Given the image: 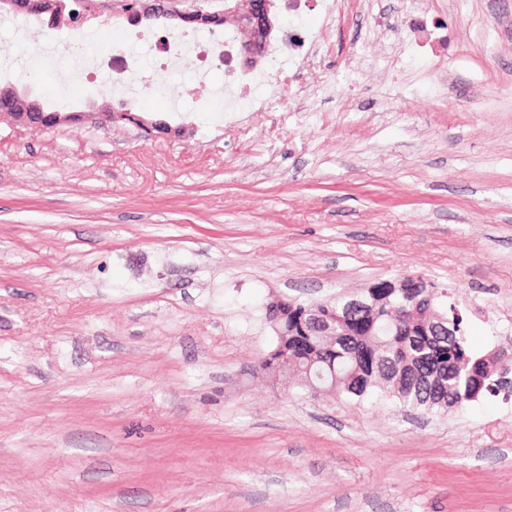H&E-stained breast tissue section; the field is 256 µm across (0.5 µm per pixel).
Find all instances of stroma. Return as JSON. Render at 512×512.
Here are the masks:
<instances>
[{
  "label": "stroma",
  "instance_id": "obj_1",
  "mask_svg": "<svg viewBox=\"0 0 512 512\" xmlns=\"http://www.w3.org/2000/svg\"><path fill=\"white\" fill-rule=\"evenodd\" d=\"M0 30V85L120 106L133 27ZM444 49L403 51L404 0H345L307 98L189 127L0 124V512H512V393L459 411L351 405L259 370L274 298L435 284L471 347L512 339V0H424ZM56 36L53 54L34 44ZM104 56L68 83L72 52Z\"/></svg>",
  "mask_w": 512,
  "mask_h": 512
}]
</instances>
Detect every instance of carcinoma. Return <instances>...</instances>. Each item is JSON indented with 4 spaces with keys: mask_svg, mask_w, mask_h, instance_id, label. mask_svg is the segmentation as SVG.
<instances>
[{
    "mask_svg": "<svg viewBox=\"0 0 512 512\" xmlns=\"http://www.w3.org/2000/svg\"><path fill=\"white\" fill-rule=\"evenodd\" d=\"M389 288L353 294L332 304L336 335L323 336L301 324L308 306L294 304L287 317L272 323L277 344L271 358L288 365L303 387L319 389L348 402L389 400L424 411L463 409L487 393L512 388L500 381L495 362L474 351L463 317L445 307L436 288L419 280L411 301L389 279Z\"/></svg>",
    "mask_w": 512,
    "mask_h": 512,
    "instance_id": "cac0c4a2",
    "label": "carcinoma"
}]
</instances>
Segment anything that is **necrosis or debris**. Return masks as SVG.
<instances>
[{
	"mask_svg": "<svg viewBox=\"0 0 512 512\" xmlns=\"http://www.w3.org/2000/svg\"><path fill=\"white\" fill-rule=\"evenodd\" d=\"M129 41L147 43L154 55L148 78L138 77L133 66L117 71L113 84L127 101H137L151 86L168 84L184 56L196 58V77L177 88L171 97L176 109L189 108L199 100L215 95L223 99L224 120L239 122L245 112H282L288 107L292 83L306 59L318 55L320 40L307 29H292L278 42L263 44L259 57L268 59L265 68L250 62L232 32L224 36L201 35L192 29L178 35H162L136 30ZM223 69L224 84L211 85L212 70Z\"/></svg>",
	"mask_w": 512,
	"mask_h": 512,
	"instance_id": "4bbe7bcc",
	"label": "necrosis or debris"
}]
</instances>
